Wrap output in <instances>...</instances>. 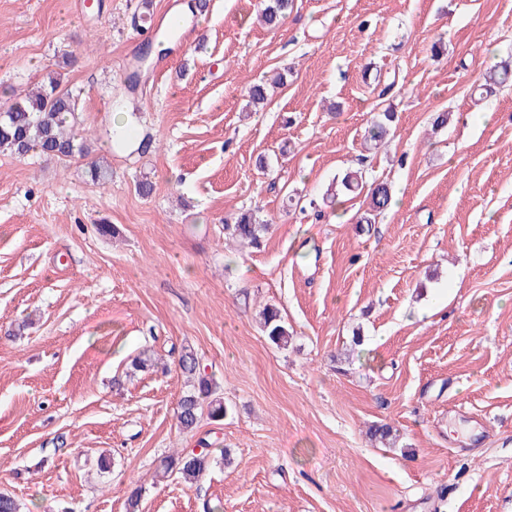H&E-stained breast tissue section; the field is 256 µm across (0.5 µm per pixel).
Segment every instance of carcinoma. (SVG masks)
<instances>
[{
    "mask_svg": "<svg viewBox=\"0 0 512 512\" xmlns=\"http://www.w3.org/2000/svg\"><path fill=\"white\" fill-rule=\"evenodd\" d=\"M292 7V0H266L262 21L275 27ZM484 86L502 85L512 79V71L506 67H490L483 74ZM393 113L386 110L373 120L367 130L366 139L380 147L391 136ZM78 124L77 96L71 90L61 88L60 78L48 76L36 90L24 98L13 99L0 110V151H7L24 158L31 153L45 157L65 159L76 154L87 153L85 143L78 140L74 127ZM345 191L360 194L364 189L362 173L352 171L341 180ZM369 209L360 222L370 224L376 221L391 205V193L387 185L377 184L369 188ZM268 224L256 213L247 211L240 214L234 223L224 225V232L239 238L242 244L257 248ZM263 328L269 340L279 348L288 347L290 334L274 306L264 310ZM182 370L197 378V387L179 401L177 413L178 428L190 432L205 417L218 421L224 418V401L213 400L214 383L201 372L198 358L193 352H184L179 358ZM215 458L208 452L192 450L174 452L163 461V474L178 473L187 481H197L210 469Z\"/></svg>",
    "mask_w": 512,
    "mask_h": 512,
    "instance_id": "carcinoma-1",
    "label": "carcinoma"
}]
</instances>
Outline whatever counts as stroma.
Masks as SVG:
<instances>
[{
	"label": "stroma",
	"instance_id": "1",
	"mask_svg": "<svg viewBox=\"0 0 512 512\" xmlns=\"http://www.w3.org/2000/svg\"><path fill=\"white\" fill-rule=\"evenodd\" d=\"M138 2L0 0V106L60 73L89 151L0 152V490L22 512H126L136 488L139 512H512V82L474 91L485 44L512 66V0H294L275 29L262 0H203L130 93L188 0L136 27ZM387 109L394 137L366 149ZM358 169L392 190L372 224L365 196H326ZM248 209L270 223L257 248L224 233ZM186 349L227 408L190 432ZM144 351L156 367L131 371ZM205 447L229 457L158 477ZM263 315V328L269 340L279 348H286L290 341V334L278 308L266 307ZM215 458L211 453L184 449L173 452L163 461V476L168 473H178L187 481H198L210 469Z\"/></svg>",
	"mask_w": 512,
	"mask_h": 512
}]
</instances>
